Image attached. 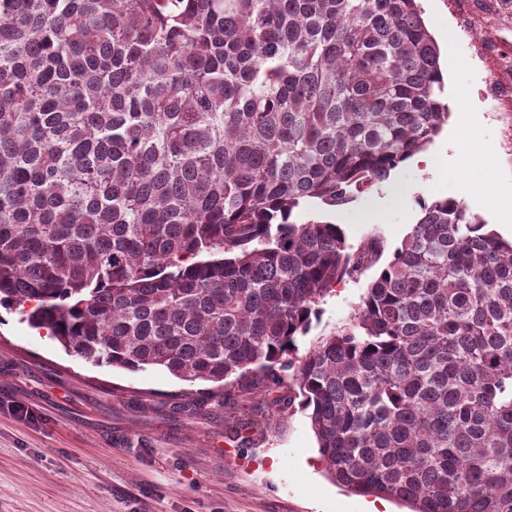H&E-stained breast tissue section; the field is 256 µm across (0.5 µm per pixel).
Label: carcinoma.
<instances>
[{
  "instance_id": "carcinoma-1",
  "label": "carcinoma",
  "mask_w": 512,
  "mask_h": 512,
  "mask_svg": "<svg viewBox=\"0 0 512 512\" xmlns=\"http://www.w3.org/2000/svg\"><path fill=\"white\" fill-rule=\"evenodd\" d=\"M419 0H0V307L93 366L309 411L330 476L414 512H512V241L455 199L378 263L290 221L448 123Z\"/></svg>"
}]
</instances>
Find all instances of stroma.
<instances>
[{
    "label": "stroma",
    "instance_id": "1",
    "mask_svg": "<svg viewBox=\"0 0 512 512\" xmlns=\"http://www.w3.org/2000/svg\"><path fill=\"white\" fill-rule=\"evenodd\" d=\"M440 47L448 124L426 149L349 202L312 199L296 223L340 225L351 247L380 231L393 251L421 203L452 198L512 237V158L504 122L462 108L478 73L469 40L448 25V0H421ZM375 269L336 282L299 351L354 315ZM193 409H186V402ZM214 383L190 384L166 370L94 367L67 354L18 312L0 321V512H411L399 500L338 486L320 457L306 410L289 408L270 428L235 434L260 414Z\"/></svg>",
    "mask_w": 512,
    "mask_h": 512
}]
</instances>
